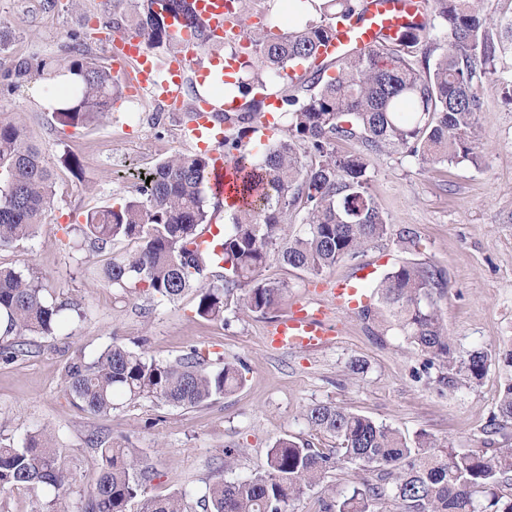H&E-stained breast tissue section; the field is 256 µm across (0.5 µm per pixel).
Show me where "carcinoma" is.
<instances>
[{
	"label": "carcinoma",
	"instance_id": "carcinoma-1",
	"mask_svg": "<svg viewBox=\"0 0 512 512\" xmlns=\"http://www.w3.org/2000/svg\"><path fill=\"white\" fill-rule=\"evenodd\" d=\"M361 0H322V21L287 34L256 29L246 35L247 59L239 68L247 79L227 84L229 93L248 99L243 113L214 112L219 126L256 118L265 106L256 93L271 77L309 63L313 72L281 98L286 134L255 154L241 150L255 132L243 127L224 136L236 156L235 201L224 233L204 250L202 226L211 223L206 207L212 159L204 153L175 154L159 162L149 184L117 205L90 211L80 231L101 246L119 241L137 249L106 266L115 288L174 302L194 289L195 314L224 320L227 312L265 314L278 305L288 285L263 277L273 261L318 276L346 258H355L390 233V225L367 191L368 156L401 148L422 166L481 161L477 114L484 85L496 87L512 104V17L491 20L484 0H432L430 19L405 26L388 45L368 49L329 66L317 64L333 38V22L359 13ZM129 0L133 33L149 46L173 44L163 13L181 16L202 43L209 42L188 0ZM69 55L37 65L20 59L0 74L10 93L46 69H62L72 80L68 101L56 110L60 126L86 127L107 117L124 86L112 68L95 59L77 32L68 35ZM354 141L360 150L336 155V143ZM55 194L54 169L27 129L0 120V249L31 238L44 223ZM301 207L302 233L288 227V213ZM224 275L207 280L212 265ZM440 271L407 262L387 272L373 302L361 309L365 320L393 327L413 349L438 366L436 382L451 385L461 375L470 383L487 373L489 356L473 350L459 356L437 304L443 293ZM64 303L48 302L34 280L0 267V332L6 338L0 359L28 353L26 335H51ZM62 378L84 411L97 415L115 401L155 400L172 408H193L230 395L242 385L237 365L212 367L197 348L166 362L147 358L115 341L93 361L68 360ZM318 437L336 440L317 448L306 439L282 435L267 453V469L244 479L219 478L200 503L203 512H287L308 491L325 497L324 512H512V446L454 448L421 432L409 440L398 430L334 403L310 406L305 414ZM512 427V382L505 385L486 433L508 436ZM99 475L87 512H188L185 496L145 497L151 470L136 449L99 436ZM347 464L359 470L351 488L336 493L324 484L330 471ZM72 474L46 432L28 435L21 446L0 443V492L43 487L63 490Z\"/></svg>",
	"mask_w": 512,
	"mask_h": 512
}]
</instances>
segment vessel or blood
I'll list each match as a JSON object with an SVG mask.
<instances>
[{
	"instance_id": "b4317fda",
	"label": "vessel or blood",
	"mask_w": 512,
	"mask_h": 512,
	"mask_svg": "<svg viewBox=\"0 0 512 512\" xmlns=\"http://www.w3.org/2000/svg\"><path fill=\"white\" fill-rule=\"evenodd\" d=\"M194 11L213 40L223 36H241L242 30L236 22L234 0H192ZM426 18L425 0H362V9L350 21L336 25L334 37L321 50L325 59H341L355 48L375 47L395 38L399 30L411 22ZM169 31L177 41L180 52L168 64L165 78H158L153 62L141 54L142 38L129 33L113 38L110 52L114 62V75L137 90H148L173 109H182L184 104L183 84L193 65H201V82L214 86L230 81L237 68L234 59L209 60L201 64L202 45L189 28L175 18H168ZM197 118L188 125L191 137L200 138L213 132L209 119L211 113L235 110L238 100H226L223 95L210 93L198 96L190 106ZM233 167L216 160L210 169L208 190L212 196L224 197L234 178ZM327 294L329 304L309 302L295 309L288 320L278 322L266 338L268 347L274 349L307 348L321 346L333 333L326 322L328 306L352 311L365 306L369 297L357 286L356 277H347L336 282Z\"/></svg>"
}]
</instances>
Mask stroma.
I'll use <instances>...</instances> for the list:
<instances>
[{
	"instance_id": "stroma-1",
	"label": "stroma",
	"mask_w": 512,
	"mask_h": 512,
	"mask_svg": "<svg viewBox=\"0 0 512 512\" xmlns=\"http://www.w3.org/2000/svg\"><path fill=\"white\" fill-rule=\"evenodd\" d=\"M0 0V20L10 45L0 70L13 60L35 61L66 54L68 35L86 38L91 53L111 65L104 37L130 31L127 6L103 10L101 0ZM246 21L265 19L269 29L288 33L313 20L300 0H242ZM71 84L61 71H47L14 94L0 96V119L25 126L52 163L56 194L33 238L0 249V265L32 277L48 301L71 300L79 312L51 336H31L30 354L0 362V442L22 445L44 430L74 475L63 490H14L0 494V512H85L98 472L90 440L109 436L129 442L153 469L147 494L161 498L185 493L193 512L216 478L233 481L262 472L266 453L283 434L309 437L307 407L335 403L400 430L407 438L426 432L457 448L490 443L484 428L512 364V105L488 92L478 116L482 163L421 167L404 151L371 157L368 191L390 224L389 236L358 258L338 263L319 276H304L280 263L264 275L288 285L267 314L242 313L229 321H207L194 312V293L172 304L131 295L105 278L87 279L88 267L104 268L131 252L121 242L97 249L79 230L91 209L121 202L136 193L137 172L179 152L224 156L223 144L187 139L182 113L164 110L151 94L128 97L112 115L78 130L60 128L54 112L60 91ZM78 157L81 174L65 164ZM421 239L406 251L401 231ZM406 262L442 271L446 286L438 301L457 350H481L492 362L480 383H434L437 369L412 350L397 330H384L358 312H341L337 331L315 350H276L264 343L268 327L292 314L296 304L325 301L324 290L338 278L362 271L372 288L389 269ZM165 362L196 347L211 358L241 364L243 383L230 396L194 409L157 402H127L102 415L86 413L66 393L64 362L92 361L113 339ZM363 361L364 373L350 371ZM238 449L232 469L224 451Z\"/></svg>"
}]
</instances>
